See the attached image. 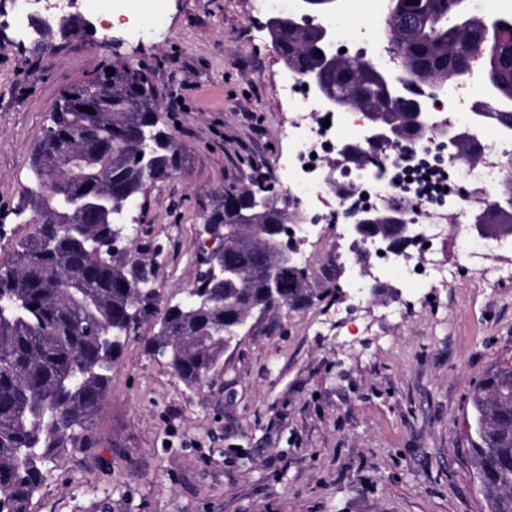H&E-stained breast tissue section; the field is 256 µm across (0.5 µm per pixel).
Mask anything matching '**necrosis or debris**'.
Masks as SVG:
<instances>
[{
    "instance_id": "4bbe7bcc",
    "label": "necrosis or debris",
    "mask_w": 512,
    "mask_h": 512,
    "mask_svg": "<svg viewBox=\"0 0 512 512\" xmlns=\"http://www.w3.org/2000/svg\"><path fill=\"white\" fill-rule=\"evenodd\" d=\"M49 8L59 14L80 10L95 19L119 14L136 33L161 27L165 20L163 0H51ZM344 12V18L327 20L337 49L389 67L393 57L380 41L388 0H344ZM477 94L476 77L459 78L429 104L433 123L451 124L481 145V162L454 160L440 139L429 137L403 152L376 151L370 169L352 170L346 178L347 194L339 195L330 189L329 162L337 148L363 141L368 121L360 112H325L300 82L288 84L285 96L291 119L284 133L288 148L281 155L280 174L308 223L334 224L341 211H382L396 201L420 227L422 242L414 255L370 245L372 261L366 274H354L352 301H361L368 289L392 275L415 289L438 287L448 279V265L442 259L448 251L461 268L483 271L490 243L470 231V207L477 195H489L512 172V138L476 121Z\"/></svg>"
}]
</instances>
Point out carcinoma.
<instances>
[{
    "label": "carcinoma",
    "instance_id": "1",
    "mask_svg": "<svg viewBox=\"0 0 512 512\" xmlns=\"http://www.w3.org/2000/svg\"><path fill=\"white\" fill-rule=\"evenodd\" d=\"M388 37L400 48L402 63L416 66L444 88L465 75L460 63L481 70L490 84L484 93L512 109V12L478 13L470 0H429L417 14V27L404 33L390 27ZM279 57L289 68L317 63L315 38L290 32ZM110 77H93L66 92L78 100L112 99V111L90 114L56 103L31 161L24 186L26 204L16 216L34 213L44 219L33 232L11 244V259L0 263V512H29L40 489L43 466L59 463L69 449L93 448L94 421L101 412L111 379L134 325L158 316L157 332L148 341L152 353L188 386L205 382L224 356L226 342L240 331L248 310H268L262 282L269 261L267 244L239 227L238 209L247 207L246 187L220 193L206 219L224 226V265L241 271L224 282L186 290L176 302L161 304L155 263L147 248L127 241L118 223L105 224L97 196L112 192V201L129 204L144 188L167 178L179 153L173 138L159 127L157 103L138 86L148 82L130 65L112 66ZM373 65L350 58L334 82L339 96L378 107L388 120L405 117L417 96L406 94L393 108L380 101L370 77ZM67 137L84 154L73 169L54 142ZM149 145L150 162L135 157ZM83 206L59 213L66 196ZM486 223L512 225V207L485 204ZM284 304L307 301V280L284 268ZM474 428L470 434L475 475L485 460L512 458V424L500 425L512 410V375L495 369L471 398ZM500 491L483 489L491 512H512V464L497 471Z\"/></svg>",
    "mask_w": 512,
    "mask_h": 512
}]
</instances>
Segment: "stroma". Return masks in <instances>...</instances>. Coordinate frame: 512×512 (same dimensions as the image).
<instances>
[{
    "instance_id": "stroma-1",
    "label": "stroma",
    "mask_w": 512,
    "mask_h": 512,
    "mask_svg": "<svg viewBox=\"0 0 512 512\" xmlns=\"http://www.w3.org/2000/svg\"><path fill=\"white\" fill-rule=\"evenodd\" d=\"M0 0V262L30 234L16 217L61 91L128 64L148 77L180 168L139 197L135 244L160 294L195 280L217 194L275 182L287 148L288 70L259 0H163L165 23L35 49ZM311 303L254 317L204 385L187 387L135 325L93 431L101 445L49 465L30 512H490L463 423L490 370L512 361V280L460 270L434 290L348 306L330 269L336 231L307 244Z\"/></svg>"
}]
</instances>
